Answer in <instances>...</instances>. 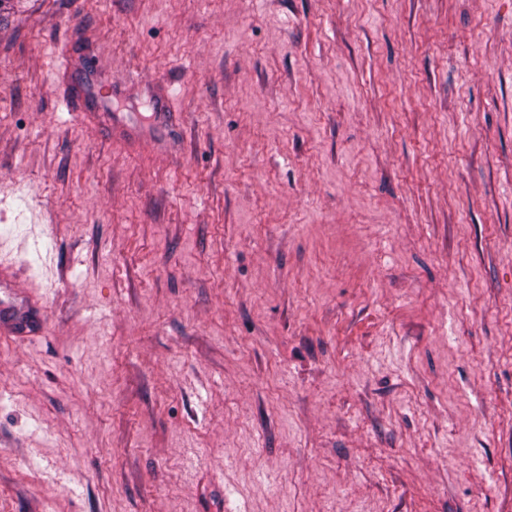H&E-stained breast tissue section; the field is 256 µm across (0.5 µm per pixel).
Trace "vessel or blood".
<instances>
[{"mask_svg":"<svg viewBox=\"0 0 512 512\" xmlns=\"http://www.w3.org/2000/svg\"><path fill=\"white\" fill-rule=\"evenodd\" d=\"M82 69L85 80L76 82L72 79L73 59L70 55H61L56 64L60 78L59 95L61 105L70 112H81L87 100H95L99 110L104 111L105 121L112 127L113 134L130 139L140 138L149 127L162 128L171 121L172 108L168 95H160L150 115L139 112H116L112 109L115 89L100 86L94 79L97 68L92 60H85ZM43 316L38 301L23 297L20 302L0 303V334L15 339H23L41 332Z\"/></svg>","mask_w":512,"mask_h":512,"instance_id":"obj_1","label":"vessel or blood"}]
</instances>
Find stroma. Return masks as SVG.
Returning <instances> with one entry per match:
<instances>
[{"label": "stroma", "mask_w": 512, "mask_h": 512, "mask_svg": "<svg viewBox=\"0 0 512 512\" xmlns=\"http://www.w3.org/2000/svg\"><path fill=\"white\" fill-rule=\"evenodd\" d=\"M1 261L0 512H512V0H13ZM82 69L90 78V81L80 80L76 83L72 80L73 59L68 54H62L56 64L59 75L60 103L68 112H82L94 120L108 121L112 126V134L129 139H140L141 134L148 132V125L156 128L167 126L171 122V113L174 112L170 105V99L165 92L155 101L154 112L147 118L140 112H113L112 97L116 91L112 86L105 88L100 86L94 75L98 67L91 59L84 60ZM88 99H94L101 113L88 109L84 103ZM147 118V119H146ZM13 269L10 266L0 267V288H9L13 292ZM16 305L13 302L0 300V333L14 339H23L41 332L43 328V316L41 305L29 296H24L18 302L17 295L13 292Z\"/></svg>", "instance_id": "1"}]
</instances>
